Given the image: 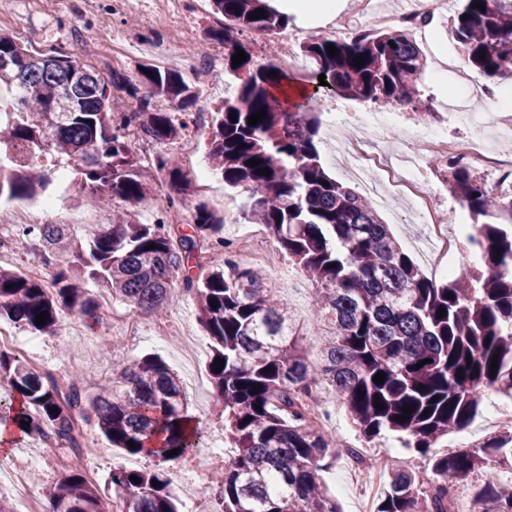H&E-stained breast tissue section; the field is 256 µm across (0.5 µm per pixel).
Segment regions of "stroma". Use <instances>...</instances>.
<instances>
[{
	"label": "stroma",
	"instance_id": "stroma-1",
	"mask_svg": "<svg viewBox=\"0 0 512 512\" xmlns=\"http://www.w3.org/2000/svg\"><path fill=\"white\" fill-rule=\"evenodd\" d=\"M16 18L1 17L0 32L14 36L43 51H58L65 54L83 52V60L91 65L103 78H111L119 72L131 81H138L142 67L156 64L157 57L172 43L196 59H203L215 52L223 51V41L214 39L213 33L220 29L222 18L213 13L205 0H185L180 17H173L157 10L156 0H129V6L115 10L113 0H14ZM430 43L437 58L429 62L421 85L423 106L411 110V120L422 119L424 112H431L433 122L446 125L449 134L464 132L465 122L449 115V101L461 107H469V92L462 81L443 70L441 63L448 58L462 59L458 44L448 33L447 20H439L432 28ZM252 51L256 63L273 64L284 71L291 83L310 85L312 66L305 58L289 64L288 52L277 36L248 32L243 36ZM185 81L197 94L194 106L186 111L187 122L200 126V137L210 131L211 114L225 98L231 97L234 86L228 85L223 73H214L206 68L184 71ZM170 193L165 172H155L144 200L130 205L115 199L111 208H96L87 213L86 194L80 184V176L73 164L59 161L48 174L40 198L53 199L56 218L60 223L71 225L75 233H82L90 224H106L119 219L125 211L137 209L147 224L171 223L172 209L167 203ZM381 212L391 224L406 252L418 257V244L423 231L413 221L408 202L400 196L392 197ZM14 206L0 202V232L9 235L10 245L6 250L7 268L26 271L40 264L41 250L37 242L12 233ZM176 301L183 307L182 317L175 321L171 336L163 339L152 337L151 326L156 318L144 314L128 304L114 301V308L129 314L143 327L135 337L113 326L109 318H101L93 327H83L78 316H64L57 333L33 336L25 329H16L19 341L39 338L43 350L42 358L47 368L64 371L78 367L80 383L85 394H95L109 382L114 370L145 356L161 358L181 378L207 377L210 359V340L197 320V309L192 295L178 294ZM188 413L201 431L200 445L176 463L166 464L171 479L170 488L177 499H184L186 489L197 487L207 500H214L217 485L211 484L200 467L201 461L210 452L212 442L224 437V415L215 406L212 394H197L187 390ZM506 405L507 400L493 390H485L477 411L463 429L448 434L436 447L437 454L445 455L459 451L461 446H474L493 436L490 425L491 404ZM336 423L332 429L337 440L360 441L366 454H388L391 468H417L422 457L413 450L404 448L396 434L388 433L380 439L364 442L344 407H336ZM90 437L100 450L93 461L82 462L81 468L99 488L109 486L113 469H153L156 460L142 455H132L112 447L97 428L87 427ZM64 449L43 443L40 439L22 437L10 444L0 443V465L26 466L27 478L37 479L41 484L53 485L62 475L60 461ZM322 477L330 490L335 492L343 512H362V483L344 455H337L333 466L324 471Z\"/></svg>",
	"mask_w": 512,
	"mask_h": 512
}]
</instances>
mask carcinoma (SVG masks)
I'll return each instance as SVG.
<instances>
[{
	"mask_svg": "<svg viewBox=\"0 0 512 512\" xmlns=\"http://www.w3.org/2000/svg\"><path fill=\"white\" fill-rule=\"evenodd\" d=\"M210 2L224 17L214 37L224 41V72L236 80L237 92L211 113L207 157L224 184L245 193L238 221L264 225L290 264L314 283L321 362H310L278 288L264 274L251 265L237 264L229 273L210 265L211 254L224 247L225 220L203 203L187 224H142L130 213L119 224L90 225L83 238L67 224L18 227L41 244L52 272L45 281L0 269V320L41 334L56 333L66 313L93 324L101 302L88 283L150 313L173 302L177 288L191 294L211 340L213 399L224 411L234 453L219 485V512H339L319 475L336 460L335 441L296 399V392L322 386L345 405L365 438L388 430L405 434L406 447L428 459L440 477L427 492L417 472L391 473L374 512H448V490L464 484L477 512H512V488L474 479L491 458L512 466V428L453 455L431 452L468 424L484 389L512 398V196L496 193L472 165L448 162L451 190L475 222L468 244L476 259L464 261L451 280L428 277L373 201L325 171L314 107L281 108L272 89L287 75L270 77L273 66H254L239 39L245 31L282 30L288 16L267 0ZM474 2L463 0L450 16L451 35L481 74L512 76V0H481L482 10ZM259 9L265 17L256 19ZM328 44L337 55L326 54ZM239 48L247 60L234 67ZM301 51L313 76L326 75L328 87L342 96L377 109L421 106L427 55L408 29L362 31L348 41L315 39ZM3 55L12 65H0V89L10 95L0 127V198L35 199L47 179L40 161L50 155L80 162L82 188L102 201L141 203L149 180L122 127L112 124V89L124 90L130 80L114 73L107 81L76 53H46L0 34ZM361 56L367 62L355 65ZM141 83L182 110L196 97L178 73L151 68ZM150 105L147 99L122 113L126 125L158 141L176 137L180 127L172 113L153 112ZM262 108L266 118L248 125ZM252 159L260 164L248 165ZM156 169L168 175L175 193L170 202L190 195L192 180L178 161L160 156ZM441 308L443 316L437 315ZM42 312L47 320L37 325ZM218 358L224 360L220 371ZM379 372L385 373L382 383L374 382ZM0 377L10 381L0 427L73 454L67 472L46 491L52 512H109L108 497L80 468L82 423L96 425L113 447L162 463L185 457L200 439L179 377L156 357L122 367L93 396H82L76 370L65 386L8 351L0 350ZM412 406L408 420L396 419ZM54 407L58 412H50ZM23 421L29 426L21 427ZM131 441L137 447L130 448ZM175 449L178 454L170 455ZM110 484L126 512H179L162 469H116Z\"/></svg>",
	"mask_w": 512,
	"mask_h": 512,
	"instance_id": "1",
	"label": "carcinoma"
}]
</instances>
